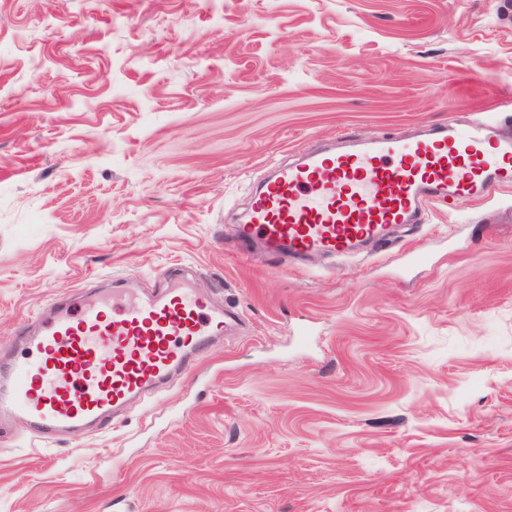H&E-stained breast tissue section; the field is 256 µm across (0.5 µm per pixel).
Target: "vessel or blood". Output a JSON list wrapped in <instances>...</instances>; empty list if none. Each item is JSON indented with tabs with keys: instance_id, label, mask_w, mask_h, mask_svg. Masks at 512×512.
Masks as SVG:
<instances>
[{
	"instance_id": "obj_1",
	"label": "vessel or blood",
	"mask_w": 512,
	"mask_h": 512,
	"mask_svg": "<svg viewBox=\"0 0 512 512\" xmlns=\"http://www.w3.org/2000/svg\"><path fill=\"white\" fill-rule=\"evenodd\" d=\"M492 121L486 112L466 128L305 153L255 194L237 237L278 257L342 255L410 223L420 201L510 187L512 139L492 138ZM232 315L188 284L159 296L113 289L73 304L49 301L29 352L0 375V420L28 422L42 439L75 431L191 368Z\"/></svg>"
}]
</instances>
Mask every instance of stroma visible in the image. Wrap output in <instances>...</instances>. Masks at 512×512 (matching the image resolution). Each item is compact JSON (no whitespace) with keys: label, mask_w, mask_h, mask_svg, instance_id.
Here are the masks:
<instances>
[{"label":"stroma","mask_w":512,"mask_h":512,"mask_svg":"<svg viewBox=\"0 0 512 512\" xmlns=\"http://www.w3.org/2000/svg\"><path fill=\"white\" fill-rule=\"evenodd\" d=\"M512 0H0V352L77 286L186 276L241 322L120 417L0 432V512H512V188L296 266L270 168L474 113Z\"/></svg>","instance_id":"obj_1"}]
</instances>
